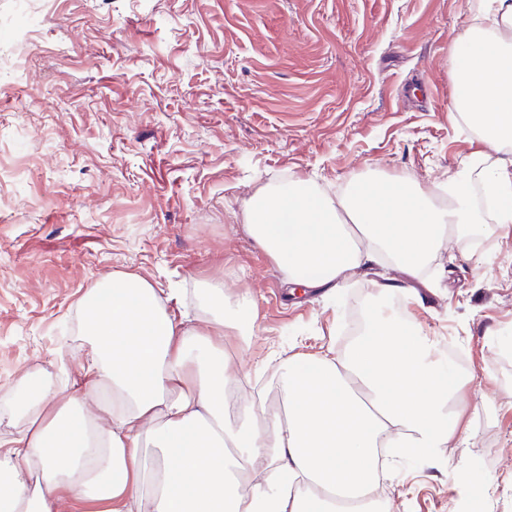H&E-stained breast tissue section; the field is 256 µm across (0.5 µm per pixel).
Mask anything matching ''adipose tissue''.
Listing matches in <instances>:
<instances>
[{
    "label": "adipose tissue",
    "instance_id": "ef3b65f1",
    "mask_svg": "<svg viewBox=\"0 0 512 512\" xmlns=\"http://www.w3.org/2000/svg\"><path fill=\"white\" fill-rule=\"evenodd\" d=\"M473 23L456 46L452 109L485 148L512 145V0H473ZM495 206L480 213L473 187L445 173L435 189L408 180L352 182L340 196L295 180L253 196L251 239L285 274L330 288L380 252L409 273L446 245L468 252L463 229L512 223V158L483 166ZM448 196L444 207L435 191ZM89 349L85 392L35 385L24 429L0 453V512H54L63 499L97 512H336V495L360 497L378 478L376 451L447 447L459 428L458 391L424 360L419 331L389 320L371 325L344 352L281 362L284 414L265 406L225 413L239 367L224 352L244 321L221 314L187 327L148 281L115 275L81 301ZM275 463L273 477L237 472Z\"/></svg>",
    "mask_w": 512,
    "mask_h": 512
}]
</instances>
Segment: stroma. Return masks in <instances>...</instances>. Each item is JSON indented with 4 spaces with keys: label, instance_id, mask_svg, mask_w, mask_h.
<instances>
[{
    "label": "stroma",
    "instance_id": "obj_1",
    "mask_svg": "<svg viewBox=\"0 0 512 512\" xmlns=\"http://www.w3.org/2000/svg\"><path fill=\"white\" fill-rule=\"evenodd\" d=\"M468 0H0V440L32 382L82 388L81 298L130 273L191 325L220 309L254 329L224 347L238 383L278 390L280 362L343 352L352 311L419 325L428 359L466 361L464 437L387 458L383 512H512V224L410 275L357 271L292 288L245 233L259 191L329 195L376 175L475 177L476 133L451 104ZM224 285L223 301L207 283Z\"/></svg>",
    "mask_w": 512,
    "mask_h": 512
}]
</instances>
